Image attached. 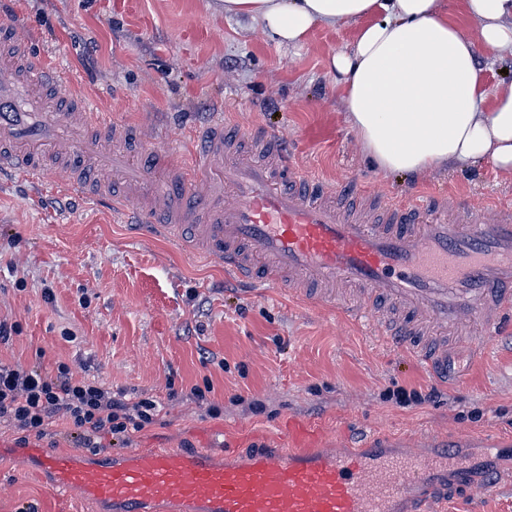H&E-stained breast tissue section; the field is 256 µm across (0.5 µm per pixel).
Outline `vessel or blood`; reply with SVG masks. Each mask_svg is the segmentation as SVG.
I'll return each mask as SVG.
<instances>
[{"label": "vessel or blood", "instance_id": "obj_1", "mask_svg": "<svg viewBox=\"0 0 512 512\" xmlns=\"http://www.w3.org/2000/svg\"><path fill=\"white\" fill-rule=\"evenodd\" d=\"M0 176L40 183L69 164L71 191L126 212L130 190L145 203L138 222L223 265L240 281L319 304L354 321L371 317L391 347L419 353L443 374L449 353L473 351L472 328L502 335L512 321V205L491 216L467 199L415 193L393 202L354 186L351 209L307 175L278 135L227 131L222 115L181 151H157L152 167L131 153L142 138L80 93L65 71L38 65L32 34L0 14ZM117 178L98 185L92 167ZM28 465L51 487L105 512H435L461 490L501 484L459 444L392 448L376 435L341 448L317 426L289 419L281 443L215 453L122 449L97 455L31 450Z\"/></svg>", "mask_w": 512, "mask_h": 512}]
</instances>
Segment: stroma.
Wrapping results in <instances>:
<instances>
[{"instance_id":"35a3bbf8","label":"stroma","mask_w":512,"mask_h":512,"mask_svg":"<svg viewBox=\"0 0 512 512\" xmlns=\"http://www.w3.org/2000/svg\"><path fill=\"white\" fill-rule=\"evenodd\" d=\"M33 34L31 54L65 68L98 109L160 138L141 155L188 140L215 113L232 128L261 126L298 141L305 170L335 187L348 181L391 200L412 191L464 192L512 203V175L491 162L423 176L385 173L363 153L328 70L356 28H314L302 48L278 45L222 0H0ZM0 320L20 330L0 360L58 365L158 400V421L113 448L274 445L289 418L313 421L326 442L381 433L397 441L448 436L480 443L512 436V333L472 356L448 359L441 383L426 364L363 326L287 296L254 292L219 263L173 243L134 235L120 215L68 190L64 166L42 184L0 180ZM206 388L205 403L190 399ZM436 401L401 403L397 392ZM217 405L220 415L208 413ZM80 449L70 424L46 436L0 423V512H99L50 489L6 447ZM438 512H512V487L449 496Z\"/></svg>"}]
</instances>
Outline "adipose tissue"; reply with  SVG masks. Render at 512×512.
I'll return each mask as SVG.
<instances>
[{"mask_svg":"<svg viewBox=\"0 0 512 512\" xmlns=\"http://www.w3.org/2000/svg\"><path fill=\"white\" fill-rule=\"evenodd\" d=\"M280 45L315 25L358 24L330 58L349 124L385 173L456 170L482 160L512 175V78L487 92L477 53L512 59V0H464L474 30L442 0H223Z\"/></svg>","mask_w":512,"mask_h":512,"instance_id":"1","label":"adipose tissue"}]
</instances>
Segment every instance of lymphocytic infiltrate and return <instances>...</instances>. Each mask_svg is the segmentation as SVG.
<instances>
[{
    "label": "lymphocytic infiltrate",
    "instance_id": "lymphocytic-infiltrate-1",
    "mask_svg": "<svg viewBox=\"0 0 512 512\" xmlns=\"http://www.w3.org/2000/svg\"><path fill=\"white\" fill-rule=\"evenodd\" d=\"M155 400H130L124 390L77 377L67 365L56 374L38 367L0 362V422L18 431L46 435L56 419L71 424L84 447L93 448L104 435H130L155 424Z\"/></svg>",
    "mask_w": 512,
    "mask_h": 512
}]
</instances>
